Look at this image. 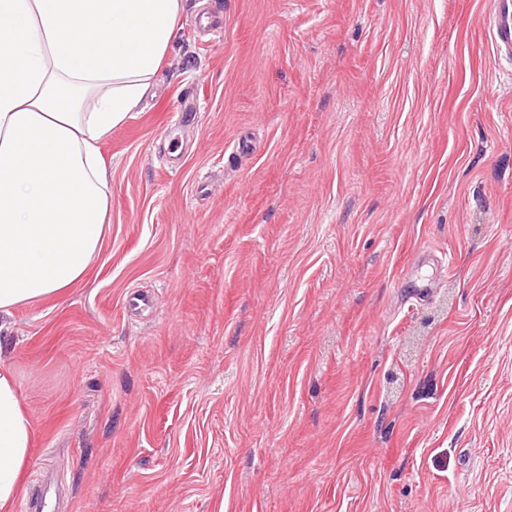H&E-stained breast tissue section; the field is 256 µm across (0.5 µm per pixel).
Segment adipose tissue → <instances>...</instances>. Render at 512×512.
Returning <instances> with one entry per match:
<instances>
[{"label": "adipose tissue", "mask_w": 512, "mask_h": 512, "mask_svg": "<svg viewBox=\"0 0 512 512\" xmlns=\"http://www.w3.org/2000/svg\"><path fill=\"white\" fill-rule=\"evenodd\" d=\"M183 0H0V316L61 297L110 228L101 144L138 107L178 38ZM33 424L0 364V512Z\"/></svg>", "instance_id": "obj_1"}]
</instances>
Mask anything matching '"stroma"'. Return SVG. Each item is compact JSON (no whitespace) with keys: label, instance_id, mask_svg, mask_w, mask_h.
I'll return each mask as SVG.
<instances>
[{"label":"stroma","instance_id":"35a3bbf8","mask_svg":"<svg viewBox=\"0 0 512 512\" xmlns=\"http://www.w3.org/2000/svg\"><path fill=\"white\" fill-rule=\"evenodd\" d=\"M486 2L184 0L101 149V252L0 318L35 430L22 495L512 512V75ZM208 10L223 33L194 32Z\"/></svg>","mask_w":512,"mask_h":512}]
</instances>
